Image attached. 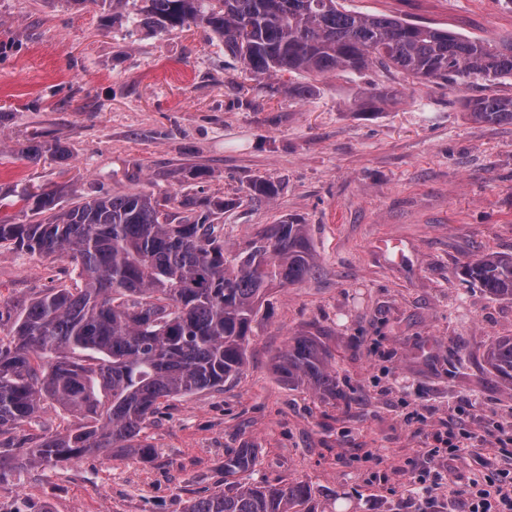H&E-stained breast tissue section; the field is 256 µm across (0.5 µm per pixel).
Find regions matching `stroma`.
Segmentation results:
<instances>
[{
  "label": "stroma",
  "mask_w": 512,
  "mask_h": 512,
  "mask_svg": "<svg viewBox=\"0 0 512 512\" xmlns=\"http://www.w3.org/2000/svg\"><path fill=\"white\" fill-rule=\"evenodd\" d=\"M477 41L512 35V0H340ZM101 5L0 0V216L23 223V185L93 194L145 189L226 204L224 249L285 218L308 227L319 268L273 289L248 364L220 391L161 404L135 449L0 473V512H182L224 486L228 449L257 451L237 482L309 483L325 512H460L512 482V390L483 361L512 336V301L459 275L512 254V124L464 101L512 96V78L455 90L369 65L259 79L203 26L102 27ZM313 86L311 95L290 89ZM393 99L356 106L364 90ZM66 143L68 173L18 154L31 135ZM205 176H196V169ZM273 182L272 199L249 195ZM67 257L0 252V309L75 287ZM323 336L341 398L284 382L272 359Z\"/></svg>",
  "instance_id": "obj_1"
}]
</instances>
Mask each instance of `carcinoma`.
Masks as SVG:
<instances>
[{
  "mask_svg": "<svg viewBox=\"0 0 512 512\" xmlns=\"http://www.w3.org/2000/svg\"><path fill=\"white\" fill-rule=\"evenodd\" d=\"M145 20L161 29L204 25L254 75L324 77L359 72L377 62L426 81L460 89L472 80L512 77V36L471 41L430 25L348 11L338 0H144ZM470 117L512 123V96L465 101ZM19 155L48 156L68 167L71 151L33 138ZM252 198L269 199L275 186L250 184ZM29 221L0 219V250L25 249L68 257L80 285L50 288L23 304L0 337V472L55 466L110 448L153 446L145 422L169 399L219 389L243 371L248 336L270 287L293 285L318 268L307 225L268 224L224 255V235L210 217L224 201L185 196L158 199L147 191L73 195L26 185L17 193ZM179 211L168 210L169 203ZM463 280L490 296L512 300V254L487 253L463 265ZM333 353L320 336H297L275 357L290 385L336 397ZM488 371L512 389V336L483 353ZM57 406L75 422L37 441L13 430L43 407ZM255 449L224 456V476L251 471ZM185 512H318L312 487L224 485L188 502Z\"/></svg>",
  "mask_w": 512,
  "mask_h": 512,
  "instance_id": "carcinoma-1",
  "label": "carcinoma"
}]
</instances>
